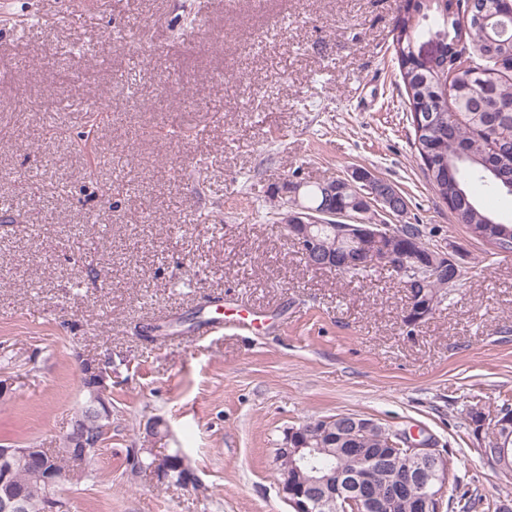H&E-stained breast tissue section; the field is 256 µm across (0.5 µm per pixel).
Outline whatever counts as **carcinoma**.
Here are the masks:
<instances>
[{"label":"carcinoma","mask_w":512,"mask_h":512,"mask_svg":"<svg viewBox=\"0 0 512 512\" xmlns=\"http://www.w3.org/2000/svg\"><path fill=\"white\" fill-rule=\"evenodd\" d=\"M466 10L465 0H413L406 3L404 14L394 28L393 50L404 85L409 112L417 111L424 97L431 98L432 111L440 120L435 133L413 126L414 145L418 157L424 160V177L436 196L444 203L453 199L451 214L456 223L466 227L474 238L496 236L497 225L503 223L484 198L512 197V16L497 0H486L489 15L498 23L493 29L486 24L470 26L460 54L466 55L467 65L451 68L448 95L442 86L446 73L442 63L426 68L418 62L415 37L420 20L432 15L448 20L451 7ZM497 165L499 175L487 169L484 161ZM302 204L319 209L324 196L317 182L307 183L300 191ZM400 237L396 246L407 258L427 255L431 248L422 240L417 224L398 227ZM408 288H428L443 300L456 284L446 278H436L420 284L409 279ZM354 420L352 414L329 418L324 430L313 432L314 448L347 447L333 440L336 427ZM75 423L90 437L100 434L101 424L94 415L81 414ZM491 435L500 437L512 462V422L499 419ZM395 437L394 430L384 428L372 439L356 444L358 448H385L387 440ZM96 456L86 459L82 449L62 444V448H45L29 455H18L11 460V477L0 486V493L21 497L25 512H42L46 489L39 479L45 465L58 471L60 480L81 483L90 476Z\"/></svg>","instance_id":"1"}]
</instances>
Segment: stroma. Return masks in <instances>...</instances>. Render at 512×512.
Listing matches in <instances>:
<instances>
[{"instance_id": "obj_1", "label": "stroma", "mask_w": 512, "mask_h": 512, "mask_svg": "<svg viewBox=\"0 0 512 512\" xmlns=\"http://www.w3.org/2000/svg\"><path fill=\"white\" fill-rule=\"evenodd\" d=\"M403 4L0 0V445L58 446L82 361L110 362L112 428L63 486L72 512H290L274 451L336 414L434 438L449 483L481 494L472 512L512 504L467 418L512 404V255L424 178L392 60ZM360 167L400 188L426 244L463 254L411 330L393 272L310 268L271 221L286 180ZM132 448L182 451L198 488L131 474Z\"/></svg>"}]
</instances>
